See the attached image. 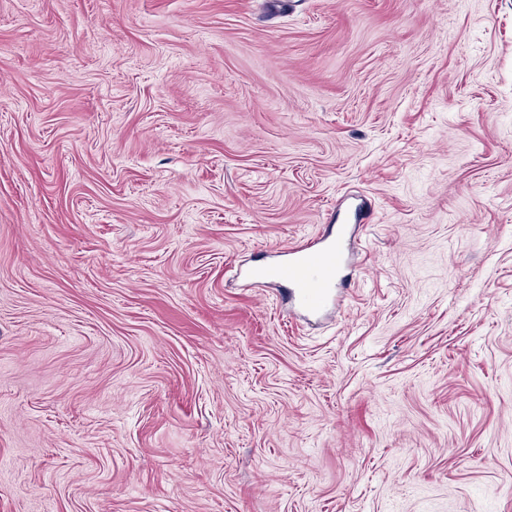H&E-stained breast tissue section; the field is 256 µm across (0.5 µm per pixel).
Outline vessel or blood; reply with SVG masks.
Segmentation results:
<instances>
[{
  "label": "vessel or blood",
  "mask_w": 512,
  "mask_h": 512,
  "mask_svg": "<svg viewBox=\"0 0 512 512\" xmlns=\"http://www.w3.org/2000/svg\"><path fill=\"white\" fill-rule=\"evenodd\" d=\"M349 249L344 231H327L317 239L277 248L275 263L253 266L249 275L286 283L289 299L303 311L316 314L331 300Z\"/></svg>",
  "instance_id": "1"
}]
</instances>
